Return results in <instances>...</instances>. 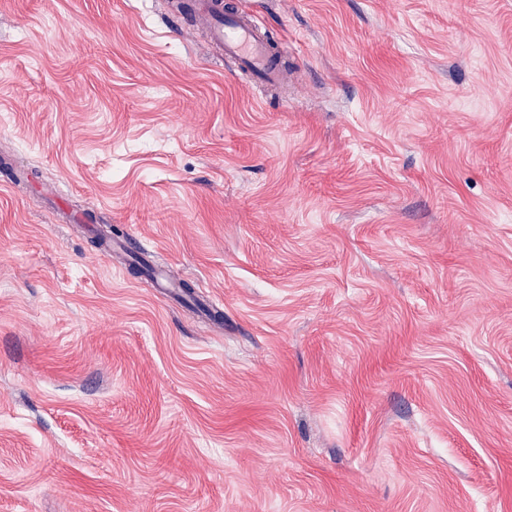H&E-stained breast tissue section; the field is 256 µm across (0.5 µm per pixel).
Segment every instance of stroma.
<instances>
[{
    "label": "stroma",
    "instance_id": "obj_1",
    "mask_svg": "<svg viewBox=\"0 0 512 512\" xmlns=\"http://www.w3.org/2000/svg\"><path fill=\"white\" fill-rule=\"evenodd\" d=\"M173 2L0 0V512H512V0ZM200 13L209 23L208 43L224 60H231L250 85L275 89L288 69L281 42L271 41L251 12L222 0H201Z\"/></svg>",
    "mask_w": 512,
    "mask_h": 512
}]
</instances>
